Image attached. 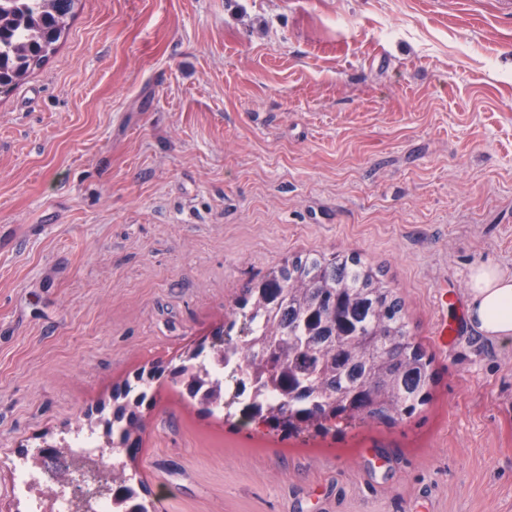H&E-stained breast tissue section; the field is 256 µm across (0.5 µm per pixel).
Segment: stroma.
<instances>
[{
	"label": "stroma",
	"instance_id": "stroma-1",
	"mask_svg": "<svg viewBox=\"0 0 512 512\" xmlns=\"http://www.w3.org/2000/svg\"><path fill=\"white\" fill-rule=\"evenodd\" d=\"M0 237V503L130 383L154 512H512V343L435 339L512 271L505 0H79L0 92ZM350 251L433 358L421 412L284 439L188 402L251 280ZM203 353L204 347L195 350L186 360H183L181 365L174 371V375L184 387L187 397L191 401L204 406L206 412L214 415L216 412L219 413L216 403L221 399V393L216 391L204 397H198L201 386L200 373L203 365L199 360L204 356Z\"/></svg>",
	"mask_w": 512,
	"mask_h": 512
}]
</instances>
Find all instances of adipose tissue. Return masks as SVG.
<instances>
[{
    "instance_id": "1",
    "label": "adipose tissue",
    "mask_w": 512,
    "mask_h": 512,
    "mask_svg": "<svg viewBox=\"0 0 512 512\" xmlns=\"http://www.w3.org/2000/svg\"><path fill=\"white\" fill-rule=\"evenodd\" d=\"M469 317L486 335L512 341V273L494 264L472 268Z\"/></svg>"
}]
</instances>
